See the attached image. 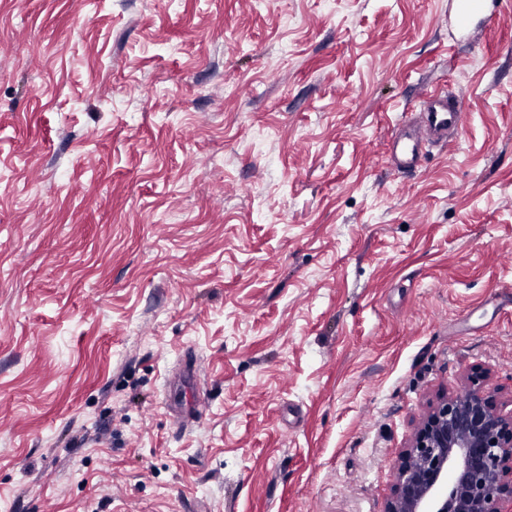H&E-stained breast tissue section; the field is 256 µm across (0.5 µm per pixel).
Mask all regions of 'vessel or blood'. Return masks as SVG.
<instances>
[{
	"mask_svg": "<svg viewBox=\"0 0 512 512\" xmlns=\"http://www.w3.org/2000/svg\"><path fill=\"white\" fill-rule=\"evenodd\" d=\"M454 15L451 42L469 40L476 29L493 24L500 14L502 0H448ZM467 117L462 97L429 93L420 100L417 123L399 128L393 134L392 156L397 170L417 168L423 159V145L433 141L448 143L463 128Z\"/></svg>",
	"mask_w": 512,
	"mask_h": 512,
	"instance_id": "b4317fda",
	"label": "vessel or blood"
}]
</instances>
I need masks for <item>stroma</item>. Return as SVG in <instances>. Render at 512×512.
I'll use <instances>...</instances> for the list:
<instances>
[{
	"label": "stroma",
	"instance_id": "35a3bbf8",
	"mask_svg": "<svg viewBox=\"0 0 512 512\" xmlns=\"http://www.w3.org/2000/svg\"><path fill=\"white\" fill-rule=\"evenodd\" d=\"M501 288L512 0H0V512H383ZM502 3L501 0H448L454 15V27L448 33V40L467 41L476 29L493 24ZM419 120L393 134V164L399 171L417 168L423 159V145L433 141L447 144L463 128L467 109L460 96L431 92L420 100Z\"/></svg>",
	"mask_w": 512,
	"mask_h": 512
}]
</instances>
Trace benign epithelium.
<instances>
[{"label": "benign epithelium", "instance_id": "benign-epithelium-1", "mask_svg": "<svg viewBox=\"0 0 512 512\" xmlns=\"http://www.w3.org/2000/svg\"><path fill=\"white\" fill-rule=\"evenodd\" d=\"M464 395L430 404L401 449L384 512H504L512 504V416L496 409L481 377Z\"/></svg>", "mask_w": 512, "mask_h": 512}]
</instances>
